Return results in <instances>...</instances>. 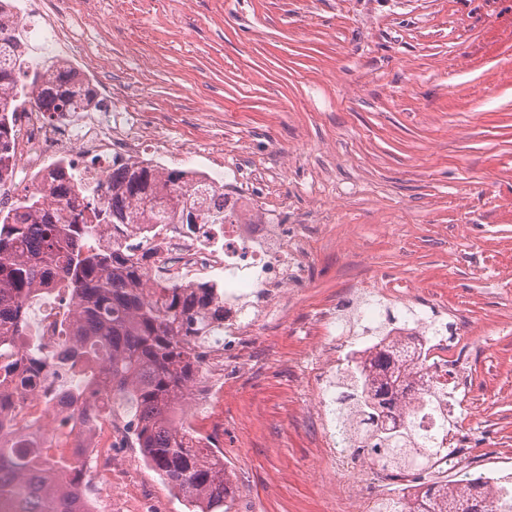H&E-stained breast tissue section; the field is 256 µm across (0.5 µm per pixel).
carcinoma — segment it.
I'll list each match as a JSON object with an SVG mask.
<instances>
[{"label":"carcinoma","instance_id":"obj_1","mask_svg":"<svg viewBox=\"0 0 512 512\" xmlns=\"http://www.w3.org/2000/svg\"><path fill=\"white\" fill-rule=\"evenodd\" d=\"M12 34L0 27V169L8 167V116L20 106L40 112H76L93 90L59 69L53 77L21 78ZM189 171L150 163H112V197L98 195L80 204L58 167L52 168V195L65 216L54 220L41 212L40 193L9 207L0 206V370L4 381L15 375L16 342L26 335V300L41 288H64L73 306L77 339L52 363L53 374L70 380V368L86 356L98 358L99 376L112 396H127L135 415V442L159 477L180 493L194 512H230L231 481L219 474L212 453L194 446L172 412L185 400L182 386L199 373L195 346L184 336H211L212 321L224 317L207 311L212 293L198 287L162 286L152 297L143 292L147 272L140 257L121 241L105 251L97 237L107 224H139L149 211L153 224H224L226 217H201L191 207ZM31 386L46 364L41 353H28ZM415 353L383 345L367 364L347 371L336 382V414L349 427V447L377 457L400 477L442 451L441 441L425 437L409 422L387 423L397 401L411 394L408 377ZM86 459L42 463L24 439L0 438V499L13 512H90L82 492ZM485 477L464 474L437 478L420 488L416 512H512L507 501L496 507Z\"/></svg>","mask_w":512,"mask_h":512}]
</instances>
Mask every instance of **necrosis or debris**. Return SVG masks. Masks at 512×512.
Instances as JSON below:
<instances>
[{
  "label": "necrosis or debris",
  "instance_id": "1",
  "mask_svg": "<svg viewBox=\"0 0 512 512\" xmlns=\"http://www.w3.org/2000/svg\"><path fill=\"white\" fill-rule=\"evenodd\" d=\"M0 20L8 24L20 45L30 41L60 46L68 52L80 47L72 28L61 14L58 0H0ZM133 105L124 89L110 85L104 100L88 102L83 111L47 117L33 108L16 112L11 141L13 166L0 183V197L12 198L17 185L30 191L44 189L54 162L62 161L74 179L112 192V161L136 163L139 153L151 145H164L163 126L153 117L140 116L127 124L121 113ZM190 181L205 206L228 214L225 224H144L130 228L124 243L142 255L151 284L176 285L186 290L212 286L215 305L224 309L216 322V333L198 351L199 375L188 385L189 394L204 400L202 409L187 415L183 426L199 447L216 443L217 424L213 407L224 397L227 368L247 372L252 368L243 350L252 340V329L278 323L288 313L292 289L304 287L312 268V230L307 224H275L267 211L253 199L224 188V173L192 171ZM331 347L347 349V359L301 360L300 368L310 372L311 391L319 406L311 416L323 433L322 445L345 471L352 493L353 512H372L374 493L392 486L381 467L368 470L349 465L346 450L337 443L336 386L330 381L336 372L360 364L375 348L374 342L353 344L335 311L323 316ZM393 341H412L422 349L423 365L411 372L415 392L392 412L395 422L414 420L421 434L441 436L440 425L448 413L447 403H432L430 391L465 388V358L468 335L455 340L431 331L416 319H408L389 334ZM50 368H43L37 383L15 396L10 408L0 411V423L14 433H27L38 426L56 427L54 436L40 438L43 457L72 453L83 447L87 455L112 447L117 431L112 424V403L106 392L92 390L86 399L94 410L88 421L69 429L63 421L74 410L70 401L49 390ZM454 446L438 454L432 465L410 471L409 479L431 480L468 469L471 456L460 427L450 431Z\"/></svg>",
  "mask_w": 512,
  "mask_h": 512
}]
</instances>
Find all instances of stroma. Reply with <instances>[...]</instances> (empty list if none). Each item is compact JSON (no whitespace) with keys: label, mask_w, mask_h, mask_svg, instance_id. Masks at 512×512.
<instances>
[{"label":"stroma","mask_w":512,"mask_h":512,"mask_svg":"<svg viewBox=\"0 0 512 512\" xmlns=\"http://www.w3.org/2000/svg\"><path fill=\"white\" fill-rule=\"evenodd\" d=\"M68 22L84 54L111 51L91 83L175 113L169 168L223 163L317 226L309 285L275 333L255 328L254 370L224 397L232 512H348L295 361L328 351L318 313L378 277L413 290L382 303L397 319L468 322L470 472L494 454L512 473V0H104ZM126 465L124 512L147 493L189 512L142 455Z\"/></svg>","instance_id":"35a3bbf8"}]
</instances>
